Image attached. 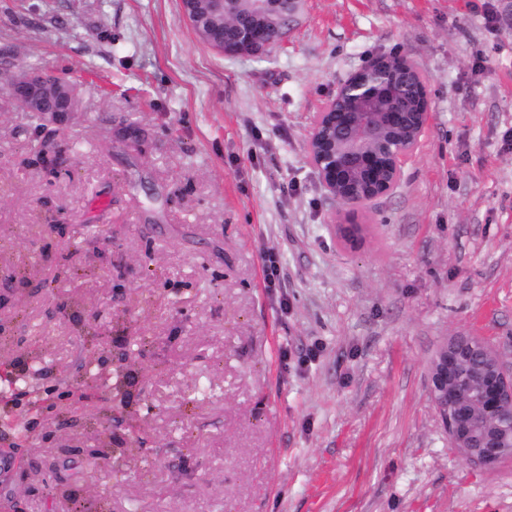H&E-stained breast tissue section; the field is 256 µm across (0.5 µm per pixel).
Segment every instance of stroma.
<instances>
[{
  "label": "stroma",
  "mask_w": 512,
  "mask_h": 512,
  "mask_svg": "<svg viewBox=\"0 0 512 512\" xmlns=\"http://www.w3.org/2000/svg\"><path fill=\"white\" fill-rule=\"evenodd\" d=\"M2 52L81 107L29 165L0 63V512H512V460L466 461L428 394L450 336L512 366V0H306L261 58L181 0H0ZM389 54L433 118L353 250L308 130ZM92 326L139 337L132 424L80 396Z\"/></svg>",
  "instance_id": "1"
}]
</instances>
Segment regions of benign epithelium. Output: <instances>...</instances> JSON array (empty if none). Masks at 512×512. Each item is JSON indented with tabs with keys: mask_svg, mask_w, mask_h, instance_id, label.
I'll return each mask as SVG.
<instances>
[{
	"mask_svg": "<svg viewBox=\"0 0 512 512\" xmlns=\"http://www.w3.org/2000/svg\"><path fill=\"white\" fill-rule=\"evenodd\" d=\"M276 0H251L250 23L237 27L226 49L209 31L194 24L200 40L226 56L262 57L284 34L268 36L267 19ZM64 95L69 109L46 107L48 90ZM11 100L43 119L62 125L80 109L76 87L47 70L21 66L11 80ZM431 116L426 80L415 63L401 57L378 56L352 73L338 87L323 111L316 113L308 134V158L325 192L345 208L336 234L357 245L361 227L356 217L372 201L398 184L407 158L417 150ZM137 340L126 336L116 367L123 370L137 354ZM428 393L452 447L471 464L493 468L512 459V367H506L483 338H448L429 363Z\"/></svg>",
	"mask_w": 512,
	"mask_h": 512,
	"instance_id": "7a95c632",
	"label": "benign epithelium"
}]
</instances>
